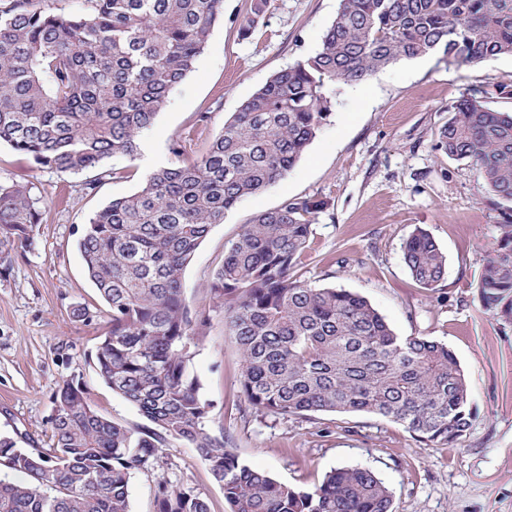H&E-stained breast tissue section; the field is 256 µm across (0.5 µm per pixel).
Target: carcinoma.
<instances>
[{
	"instance_id": "1",
	"label": "carcinoma",
	"mask_w": 512,
	"mask_h": 512,
	"mask_svg": "<svg viewBox=\"0 0 512 512\" xmlns=\"http://www.w3.org/2000/svg\"><path fill=\"white\" fill-rule=\"evenodd\" d=\"M53 12L42 0H0V145L42 169L79 174L140 137L193 70L224 0H85ZM430 52L458 68L512 55V0H341L314 54L272 76L195 161L158 168L135 193L110 200L77 241L110 312L95 354L98 377L149 425L132 430L100 415L82 386L54 394L50 444L0 440V512H129V482L161 448L184 441L208 464L230 512H393L371 470L330 471L310 491L243 464L210 434L209 404L190 375L199 337L182 296L187 265L210 227L243 197L282 179L331 114L333 86L359 82L401 58ZM437 150L469 160L511 204L502 253L484 267L485 305L512 319V113L474 89L438 134ZM323 202L285 201L243 226L210 289L242 354L248 403L288 418L363 412L401 425L427 446L456 443L472 426L467 384L448 346L399 336L356 293L298 279ZM47 211L31 188L0 184V253L29 239ZM413 279L435 287L446 257L421 228L404 243ZM158 512H210L206 500L166 480Z\"/></svg>"
}]
</instances>
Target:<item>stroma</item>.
Here are the masks:
<instances>
[{"label": "stroma", "mask_w": 512, "mask_h": 512, "mask_svg": "<svg viewBox=\"0 0 512 512\" xmlns=\"http://www.w3.org/2000/svg\"><path fill=\"white\" fill-rule=\"evenodd\" d=\"M339 8L340 0H268L250 27V0H224L223 19L144 133L138 155L108 159L111 175L94 192L85 189L93 172L60 175L0 146V182L30 187L48 212L29 245L0 261V439L47 447L53 394L70 379L103 416L131 429L145 426L137 408L95 371L110 314L77 250L83 228L108 201L137 191L147 173L204 153L274 74L320 48ZM475 88L489 108L512 113V56L450 68L433 52L337 85L331 115L296 165L243 197L197 249L183 275V297L191 314L208 321L189 370L209 405V432L244 464L302 489L335 468H367L391 490L394 512H512V324L484 306L480 290L505 207L475 164L435 147L450 109ZM179 139L180 156L173 152ZM298 198L325 203L297 261L302 279L358 293L397 335L437 340L455 354L474 419L454 446H424L401 425L370 414L282 419L246 400L241 355L210 284L245 224ZM418 227L447 257L444 279L429 289L412 278L403 256ZM78 305L92 322L72 318ZM163 479L193 490L210 512H229L208 465L182 441L132 475L130 512H157Z\"/></svg>", "instance_id": "35a3bbf8"}]
</instances>
